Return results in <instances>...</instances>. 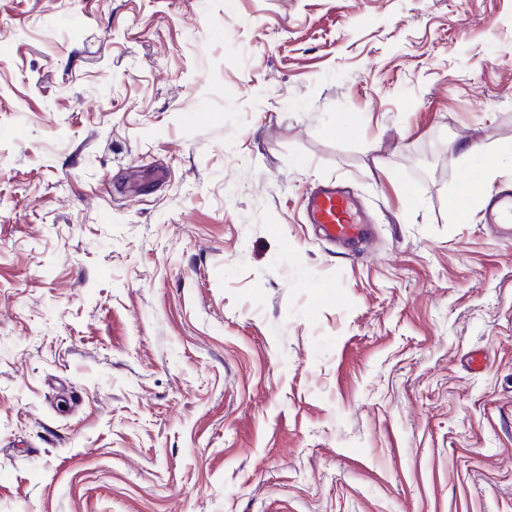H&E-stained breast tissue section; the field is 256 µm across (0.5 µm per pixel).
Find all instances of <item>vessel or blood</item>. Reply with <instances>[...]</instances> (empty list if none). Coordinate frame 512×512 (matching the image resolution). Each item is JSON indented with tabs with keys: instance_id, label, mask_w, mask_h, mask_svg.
<instances>
[{
	"instance_id": "obj_1",
	"label": "vessel or blood",
	"mask_w": 512,
	"mask_h": 512,
	"mask_svg": "<svg viewBox=\"0 0 512 512\" xmlns=\"http://www.w3.org/2000/svg\"><path fill=\"white\" fill-rule=\"evenodd\" d=\"M312 223L321 226L329 241L356 238L364 229L356 220L353 205L346 194L333 185L317 189L308 202ZM486 225L491 234L512 239V195L492 199L486 211Z\"/></svg>"
}]
</instances>
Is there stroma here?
Returning a JSON list of instances; mask_svg holds the SVG:
<instances>
[{
    "label": "stroma",
    "instance_id": "1",
    "mask_svg": "<svg viewBox=\"0 0 512 512\" xmlns=\"http://www.w3.org/2000/svg\"><path fill=\"white\" fill-rule=\"evenodd\" d=\"M510 187L512 0H0V512H512ZM308 214L311 224H319L331 242L357 238L364 233L351 201L339 187L328 185L317 189L309 198ZM486 225L500 239H512V195L492 199L486 211ZM511 225V228L509 226Z\"/></svg>",
    "mask_w": 512,
    "mask_h": 512
}]
</instances>
